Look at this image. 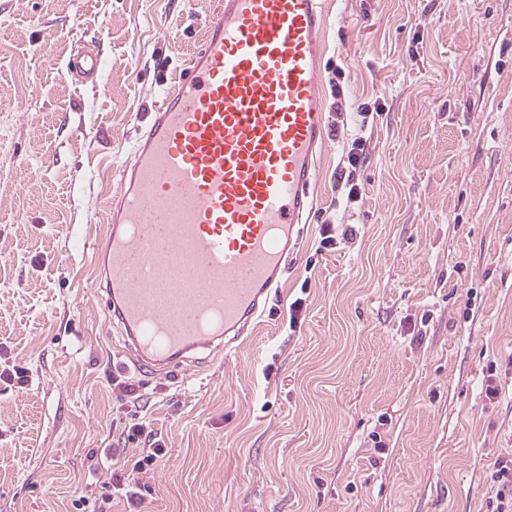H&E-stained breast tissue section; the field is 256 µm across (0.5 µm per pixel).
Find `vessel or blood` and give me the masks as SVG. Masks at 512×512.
I'll return each mask as SVG.
<instances>
[{
    "instance_id": "1",
    "label": "vessel or blood",
    "mask_w": 512,
    "mask_h": 512,
    "mask_svg": "<svg viewBox=\"0 0 512 512\" xmlns=\"http://www.w3.org/2000/svg\"><path fill=\"white\" fill-rule=\"evenodd\" d=\"M325 24L324 0H218L135 142L92 255L141 370L232 346L278 286L325 145ZM68 66L93 81L101 60Z\"/></svg>"
}]
</instances>
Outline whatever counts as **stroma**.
I'll return each mask as SVG.
<instances>
[{
	"label": "stroma",
	"instance_id": "1",
	"mask_svg": "<svg viewBox=\"0 0 512 512\" xmlns=\"http://www.w3.org/2000/svg\"><path fill=\"white\" fill-rule=\"evenodd\" d=\"M212 8L0 0V358L27 372L0 382V512H75L78 494L129 512L96 477L117 462L142 512H494L512 458V0H325L300 245L231 354L152 376L83 243ZM84 47L97 81L69 71ZM358 137L351 203L336 169ZM326 223L356 235L321 247ZM138 422L168 450L144 472L118 441Z\"/></svg>",
	"mask_w": 512,
	"mask_h": 512
}]
</instances>
